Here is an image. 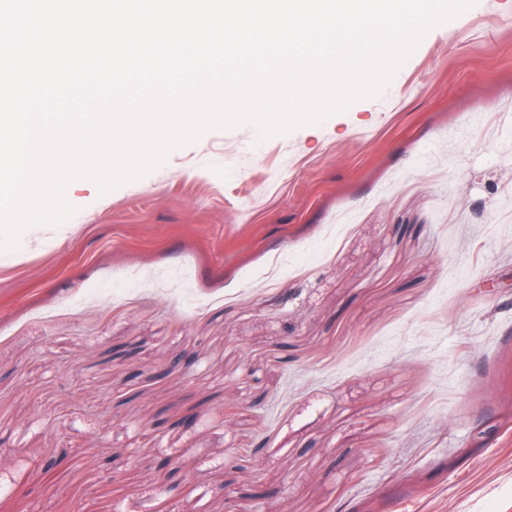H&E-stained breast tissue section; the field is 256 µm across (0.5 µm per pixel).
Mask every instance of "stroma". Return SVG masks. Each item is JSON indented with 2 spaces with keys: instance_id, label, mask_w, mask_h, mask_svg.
Segmentation results:
<instances>
[{
  "instance_id": "1",
  "label": "stroma",
  "mask_w": 512,
  "mask_h": 512,
  "mask_svg": "<svg viewBox=\"0 0 512 512\" xmlns=\"http://www.w3.org/2000/svg\"><path fill=\"white\" fill-rule=\"evenodd\" d=\"M65 196L0 251V512H512V0Z\"/></svg>"
}]
</instances>
